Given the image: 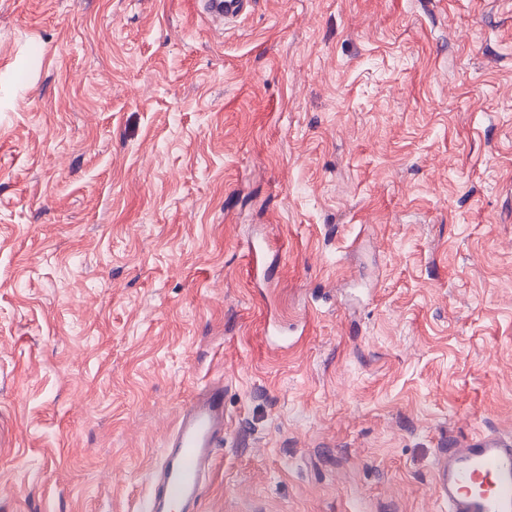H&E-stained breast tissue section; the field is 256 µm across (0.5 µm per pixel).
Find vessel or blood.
<instances>
[{
	"mask_svg": "<svg viewBox=\"0 0 512 512\" xmlns=\"http://www.w3.org/2000/svg\"><path fill=\"white\" fill-rule=\"evenodd\" d=\"M251 0H201L212 20L232 24ZM224 438V387L215 384L179 412L162 462L152 475L145 512H169L172 504L199 500L212 467V454ZM434 495L448 512H512V437L485 435L440 451Z\"/></svg>",
	"mask_w": 512,
	"mask_h": 512,
	"instance_id": "obj_1",
	"label": "vessel or blood"
}]
</instances>
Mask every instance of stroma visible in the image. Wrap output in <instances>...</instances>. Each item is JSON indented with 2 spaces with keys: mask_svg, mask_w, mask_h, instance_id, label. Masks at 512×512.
Listing matches in <instances>:
<instances>
[{
  "mask_svg": "<svg viewBox=\"0 0 512 512\" xmlns=\"http://www.w3.org/2000/svg\"><path fill=\"white\" fill-rule=\"evenodd\" d=\"M218 380L197 512L512 436V0H0V512H142ZM198 3L212 20L228 26L248 9L251 0H201Z\"/></svg>",
  "mask_w": 512,
  "mask_h": 512,
  "instance_id": "1",
  "label": "stroma"
}]
</instances>
